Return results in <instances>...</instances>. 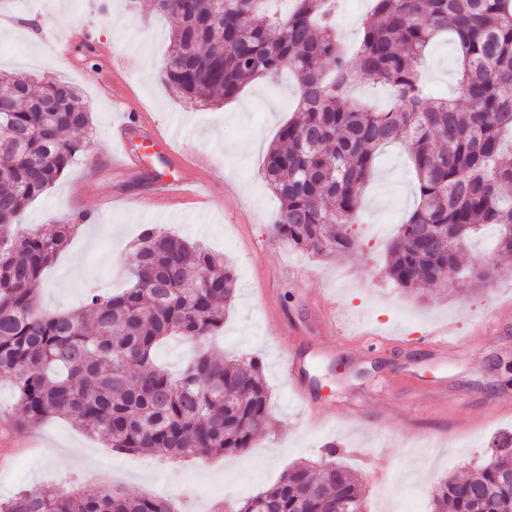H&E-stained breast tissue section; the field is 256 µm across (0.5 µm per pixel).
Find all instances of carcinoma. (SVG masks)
Listing matches in <instances>:
<instances>
[{
    "label": "carcinoma",
    "mask_w": 512,
    "mask_h": 512,
    "mask_svg": "<svg viewBox=\"0 0 512 512\" xmlns=\"http://www.w3.org/2000/svg\"><path fill=\"white\" fill-rule=\"evenodd\" d=\"M154 0L174 20L162 77L186 100L228 101L283 69L298 81V116L279 130L264 175L279 201L273 234L328 257L351 249V233L378 152L399 142L410 158L417 205L389 247L386 275L423 290L454 272L482 284L500 269L465 266L467 241L494 226L512 254V0H373L352 54L336 32L340 0ZM450 36L458 95L438 96L422 60ZM392 90L374 109L348 89L359 80ZM0 377L13 382L20 426L68 416L116 452L160 457L241 455L269 423L257 357L224 360L200 348L177 374L158 365L173 336L202 342L224 329L237 279L224 258L145 227L129 287L91 293L84 308L46 315L35 286L76 225L16 236L27 205L84 151L72 138L92 112L64 81L31 86L0 73ZM366 508L365 490L343 464L297 463L272 487L225 512H336ZM0 512H173L167 500L119 488L27 489ZM432 512H512V437L475 473L441 480Z\"/></svg>",
    "instance_id": "carcinoma-1"
}]
</instances>
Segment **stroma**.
Instances as JSON below:
<instances>
[{
	"mask_svg": "<svg viewBox=\"0 0 512 512\" xmlns=\"http://www.w3.org/2000/svg\"><path fill=\"white\" fill-rule=\"evenodd\" d=\"M173 22L151 0H0V71L38 82L77 86L92 110L84 152L24 211L22 230H50L80 212L93 214L45 270L38 301L52 313L80 307L88 287L116 292L128 284L127 263L145 225L162 227L223 255L237 277L238 297L214 345L225 358L261 359L271 395L265 433L242 456L161 458L116 453L71 418L17 428L6 414L13 384L0 379V499L60 486L90 492L100 485L83 457L112 464V483L126 493H163L178 512H221L266 490L296 463L326 461L337 445L366 490L367 512H389L379 490L393 484L431 512V492L448 475L470 473L498 440L512 435V321L496 310L512 305V256L490 237L475 241L465 263L499 264L491 282L426 294L400 288L384 270L388 244L416 203L400 146L377 162L353 227L355 247L329 257L300 252L271 231L279 202L264 178L267 151L294 114L290 73L259 78L218 106L191 105L161 73ZM425 70L438 94L456 92L455 50L436 41ZM144 112L163 132L179 128L183 152L202 161L199 189L150 212L135 203L152 182L151 167L112 172V126L121 112ZM486 327L472 333L471 324ZM451 331L463 354L426 352L429 330ZM302 361L304 396L280 366L282 351ZM417 385L397 389L395 376Z\"/></svg>",
	"mask_w": 512,
	"mask_h": 512,
	"instance_id": "obj_1",
	"label": "stroma"
}]
</instances>
